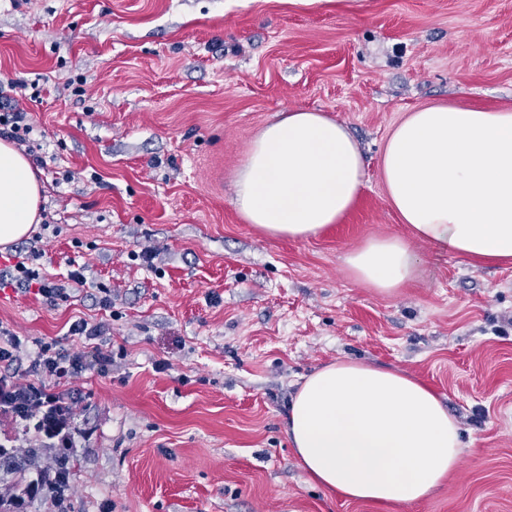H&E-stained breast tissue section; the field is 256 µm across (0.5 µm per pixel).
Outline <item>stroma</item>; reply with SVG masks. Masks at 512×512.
<instances>
[{
    "label": "stroma",
    "instance_id": "1",
    "mask_svg": "<svg viewBox=\"0 0 512 512\" xmlns=\"http://www.w3.org/2000/svg\"><path fill=\"white\" fill-rule=\"evenodd\" d=\"M35 126L52 301L0 288V330L111 356L52 382L77 394L68 512H512V263L419 244L393 294L345 262L409 238L378 160L435 103L512 108V0H0V82ZM346 124L369 163L338 224L302 240L245 223L234 176L292 108ZM112 294L99 302V286ZM100 336L68 333L76 319ZM337 359L402 370L462 427L464 452L424 501L345 502L309 481L286 434L303 376Z\"/></svg>",
    "mask_w": 512,
    "mask_h": 512
}]
</instances>
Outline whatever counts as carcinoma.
<instances>
[{
  "instance_id": "carcinoma-1",
  "label": "carcinoma",
  "mask_w": 512,
  "mask_h": 512,
  "mask_svg": "<svg viewBox=\"0 0 512 512\" xmlns=\"http://www.w3.org/2000/svg\"><path fill=\"white\" fill-rule=\"evenodd\" d=\"M12 421L23 426L24 430L34 429L46 439L54 438L56 431L48 420L33 416L17 408L8 412ZM14 437L11 433L0 430V471L13 477V493L0 497V512H27V507L41 499L42 490L52 487L56 495L52 501L54 512H66L65 491L71 486L79 471V457L72 447L68 451L57 454L56 466L50 472L30 471L31 461L40 449L29 448L20 455L11 446Z\"/></svg>"
}]
</instances>
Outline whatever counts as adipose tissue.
<instances>
[{
    "label": "adipose tissue",
    "mask_w": 512,
    "mask_h": 512,
    "mask_svg": "<svg viewBox=\"0 0 512 512\" xmlns=\"http://www.w3.org/2000/svg\"><path fill=\"white\" fill-rule=\"evenodd\" d=\"M379 167L412 239L473 262L512 261V109H415L389 133ZM366 168L344 123L312 110L282 112L252 140L235 203L269 237L306 239L352 207ZM40 204L31 160L0 139V247L29 236ZM410 241L371 238L347 264L357 281L392 293L418 273ZM285 434L312 482L377 504L425 499L462 453L459 421L425 383L357 361L332 362L305 378Z\"/></svg>",
    "instance_id": "1"
}]
</instances>
